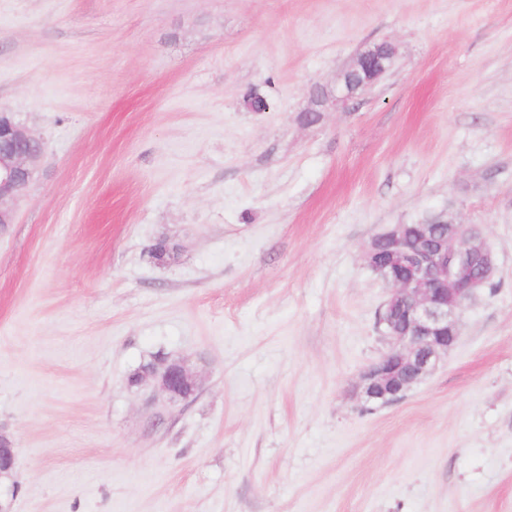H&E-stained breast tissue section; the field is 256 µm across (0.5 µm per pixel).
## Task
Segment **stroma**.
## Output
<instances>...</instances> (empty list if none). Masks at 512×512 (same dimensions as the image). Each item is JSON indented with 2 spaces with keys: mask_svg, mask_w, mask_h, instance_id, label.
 I'll use <instances>...</instances> for the list:
<instances>
[{
  "mask_svg": "<svg viewBox=\"0 0 512 512\" xmlns=\"http://www.w3.org/2000/svg\"><path fill=\"white\" fill-rule=\"evenodd\" d=\"M0 111L44 141L0 228L12 512H512V0H0ZM440 210L494 286L365 409V249ZM164 361L192 401L129 384ZM394 57L395 50L388 43L367 45L360 50L351 64L350 72H341L336 78V91L332 98L334 108L357 98L361 92L375 84L392 68ZM352 74L359 77L358 84L352 82Z\"/></svg>",
  "mask_w": 512,
  "mask_h": 512,
  "instance_id": "stroma-1",
  "label": "stroma"
}]
</instances>
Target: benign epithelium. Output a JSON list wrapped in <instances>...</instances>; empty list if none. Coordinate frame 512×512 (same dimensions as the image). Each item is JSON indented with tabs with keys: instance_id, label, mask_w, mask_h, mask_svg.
I'll return each mask as SVG.
<instances>
[{
	"instance_id": "1",
	"label": "benign epithelium",
	"mask_w": 512,
	"mask_h": 512,
	"mask_svg": "<svg viewBox=\"0 0 512 512\" xmlns=\"http://www.w3.org/2000/svg\"><path fill=\"white\" fill-rule=\"evenodd\" d=\"M388 43L367 45L336 78L330 101L345 105L370 88L393 66ZM43 155L42 138L8 112L0 113V226L14 223L18 201L28 191ZM369 243L364 258L389 290L377 314L388 350L359 376L355 393L366 405L385 406L403 398L431 374L457 343L459 319L484 283L497 271V259L475 224H461L441 211L429 224H393ZM158 381L171 403L196 392L194 376L177 362L150 364L134 385ZM13 442L0 435V512H11L16 466Z\"/></svg>"
}]
</instances>
